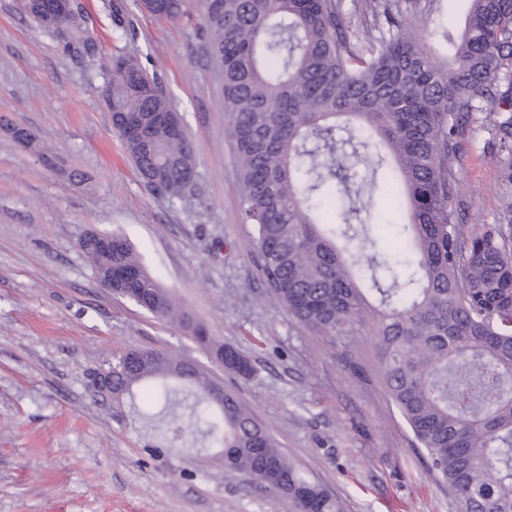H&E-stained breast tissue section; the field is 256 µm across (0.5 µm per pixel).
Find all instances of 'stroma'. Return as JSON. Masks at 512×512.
Instances as JSON below:
<instances>
[{"label":"stroma","instance_id":"obj_1","mask_svg":"<svg viewBox=\"0 0 512 512\" xmlns=\"http://www.w3.org/2000/svg\"><path fill=\"white\" fill-rule=\"evenodd\" d=\"M88 48L75 49L0 0V117L56 157L46 167L0 131V512H287L278 493L225 470L221 449L188 438L164 455L159 419L141 400L95 396L89 369L129 349L173 353L234 393L341 512H459L447 481L389 400L368 328L325 336L286 312L242 223L237 164L224 139V77L199 0L173 18L137 0H77ZM351 39L385 32L369 0H338ZM438 61L467 0H390ZM121 9L122 26L112 22ZM157 77L196 144L198 188L151 193L124 155L105 105L113 55ZM448 169L455 223L468 236L501 223L512 143L484 112L464 116ZM121 233L210 336L249 357L241 379L187 333L102 288L78 246Z\"/></svg>","mask_w":512,"mask_h":512}]
</instances>
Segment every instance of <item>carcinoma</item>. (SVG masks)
<instances>
[{
    "label": "carcinoma",
    "instance_id": "obj_1",
    "mask_svg": "<svg viewBox=\"0 0 512 512\" xmlns=\"http://www.w3.org/2000/svg\"><path fill=\"white\" fill-rule=\"evenodd\" d=\"M464 30L441 64L411 25L373 0L391 30L357 50L333 0H201L210 49L224 75L225 135L238 165L241 219L270 287L294 319L328 336L371 327L382 384L392 404L448 481L461 512H512V220L468 237L448 202V161L473 101L503 141L512 138V0H469ZM68 36L77 16L43 22ZM112 111L135 127L113 129L140 177L158 195L195 190L194 142L156 77L131 57H112ZM346 131V138L336 131ZM388 174L387 197L405 209V249L388 247L371 222L352 223L372 201L366 187ZM351 199L336 213L330 186ZM112 250L85 248L96 275L112 266V288L174 321L200 346L223 351L242 377L254 369L216 342L145 267L121 234ZM116 357L112 386L127 394L157 382L165 439L206 425L224 468L252 477L288 501V512H339L230 393L181 359L143 351Z\"/></svg>",
    "mask_w": 512,
    "mask_h": 512
}]
</instances>
